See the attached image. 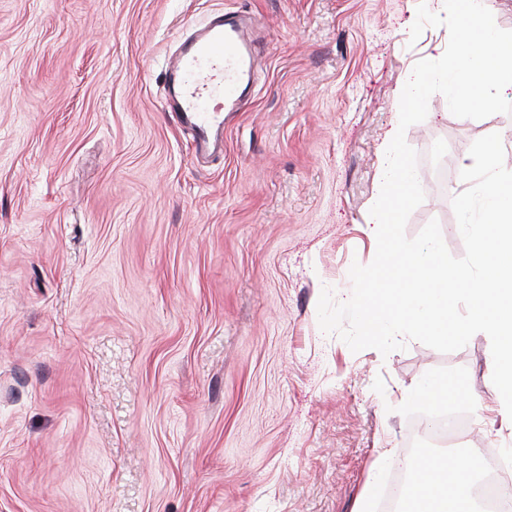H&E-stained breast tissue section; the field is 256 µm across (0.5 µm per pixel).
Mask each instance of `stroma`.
<instances>
[{"label":"stroma","mask_w":512,"mask_h":512,"mask_svg":"<svg viewBox=\"0 0 512 512\" xmlns=\"http://www.w3.org/2000/svg\"><path fill=\"white\" fill-rule=\"evenodd\" d=\"M440 0H0V512H356L405 465L428 377L487 404L461 435L512 448L490 339L389 355L324 334L317 303L369 264L377 149L402 78L439 59ZM255 22L256 75L204 159L166 106V63L216 14ZM512 115L405 138L455 257L460 163ZM387 460H380V451ZM373 489H366L370 468Z\"/></svg>","instance_id":"obj_1"}]
</instances>
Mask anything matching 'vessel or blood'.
Masks as SVG:
<instances>
[{
	"label": "vessel or blood",
	"mask_w": 512,
	"mask_h": 512,
	"mask_svg": "<svg viewBox=\"0 0 512 512\" xmlns=\"http://www.w3.org/2000/svg\"><path fill=\"white\" fill-rule=\"evenodd\" d=\"M169 99L195 153L224 147V113L244 97L254 76L244 16L219 15L198 29L168 62ZM223 108H216L215 100Z\"/></svg>",
	"instance_id": "b4317fda"
}]
</instances>
